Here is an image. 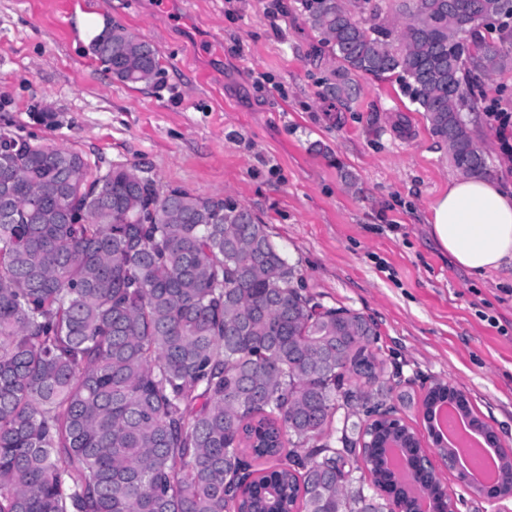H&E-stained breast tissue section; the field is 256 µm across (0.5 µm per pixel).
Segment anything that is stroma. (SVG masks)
Listing matches in <instances>:
<instances>
[{
    "instance_id": "35a3bbf8",
    "label": "stroma",
    "mask_w": 512,
    "mask_h": 512,
    "mask_svg": "<svg viewBox=\"0 0 512 512\" xmlns=\"http://www.w3.org/2000/svg\"><path fill=\"white\" fill-rule=\"evenodd\" d=\"M69 2L0 0V128L248 207L319 302L375 321L387 368L418 393L452 384L512 446V274L457 268L429 237L458 172L396 77L358 76L347 107L323 99L329 68L296 0ZM90 18L149 42L161 83L114 80ZM480 89L512 115V62ZM485 107L470 129L512 187Z\"/></svg>"
}]
</instances>
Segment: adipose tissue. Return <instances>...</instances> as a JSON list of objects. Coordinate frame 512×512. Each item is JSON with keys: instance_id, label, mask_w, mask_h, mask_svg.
Listing matches in <instances>:
<instances>
[{"instance_id": "adipose-tissue-1", "label": "adipose tissue", "mask_w": 512, "mask_h": 512, "mask_svg": "<svg viewBox=\"0 0 512 512\" xmlns=\"http://www.w3.org/2000/svg\"><path fill=\"white\" fill-rule=\"evenodd\" d=\"M428 233L459 268L512 270V195L480 177H458L432 206Z\"/></svg>"}]
</instances>
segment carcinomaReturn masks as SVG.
<instances>
[{
	"label": "carcinoma",
	"instance_id": "obj_1",
	"mask_svg": "<svg viewBox=\"0 0 512 512\" xmlns=\"http://www.w3.org/2000/svg\"><path fill=\"white\" fill-rule=\"evenodd\" d=\"M347 105L396 75L464 176L489 174L463 112L508 64L512 0H298ZM93 55L155 86L120 25ZM0 512H393L372 412L410 408L375 323L295 283L266 225L221 194L0 129Z\"/></svg>",
	"mask_w": 512,
	"mask_h": 512
}]
</instances>
